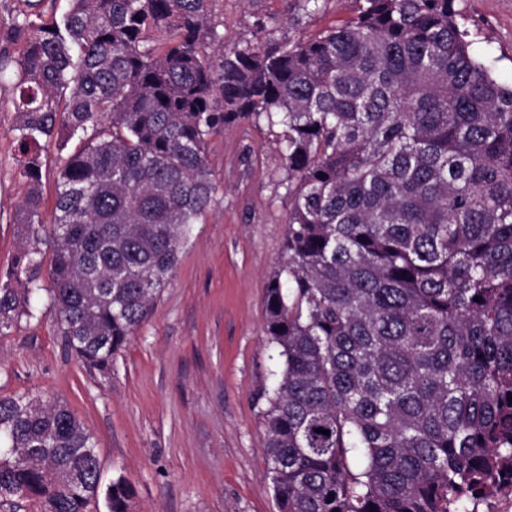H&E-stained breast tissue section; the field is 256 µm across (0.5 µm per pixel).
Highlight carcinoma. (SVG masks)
<instances>
[{"mask_svg":"<svg viewBox=\"0 0 512 512\" xmlns=\"http://www.w3.org/2000/svg\"><path fill=\"white\" fill-rule=\"evenodd\" d=\"M210 2L71 0L45 20L28 0L13 20L25 47L0 51V74L17 77L31 242L12 270L29 288H0V334L41 268V141L79 140L48 230L50 292L68 349L107 372L212 199L207 139L264 115L283 127L289 181L265 295L279 512H468L512 473V84L473 55L454 0H364L314 40L237 44L216 64ZM31 495L43 512L100 496L130 512L133 489L101 486L67 404L0 398V497Z\"/></svg>","mask_w":512,"mask_h":512,"instance_id":"obj_1","label":"carcinoma"}]
</instances>
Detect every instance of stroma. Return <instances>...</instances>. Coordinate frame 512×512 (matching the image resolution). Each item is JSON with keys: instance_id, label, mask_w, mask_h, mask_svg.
<instances>
[{"instance_id": "stroma-1", "label": "stroma", "mask_w": 512, "mask_h": 512, "mask_svg": "<svg viewBox=\"0 0 512 512\" xmlns=\"http://www.w3.org/2000/svg\"><path fill=\"white\" fill-rule=\"evenodd\" d=\"M359 0H212L209 23L244 44L312 39L355 16ZM461 25L495 77L512 82V0H455ZM264 30H257V22ZM14 74L0 76V285L24 239L15 222L30 184L16 141ZM74 143L41 150V222L54 220L57 182ZM216 190L179 262L107 373L69 353L40 273L30 313L0 335V397L61 401L96 445L101 481L125 478L132 512H279L264 453L267 395L281 365L266 333L265 293L285 259L288 167L282 129L266 118L209 138Z\"/></svg>"}]
</instances>
